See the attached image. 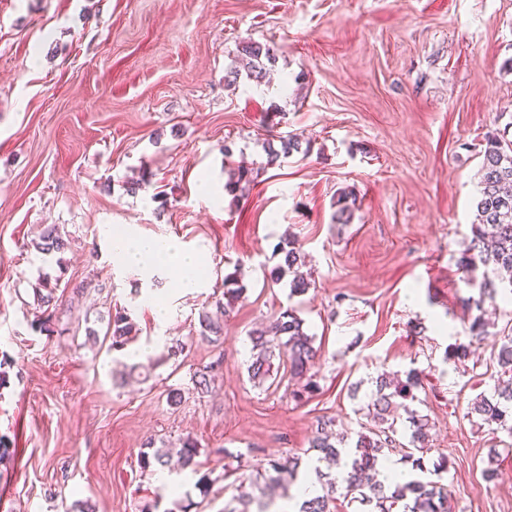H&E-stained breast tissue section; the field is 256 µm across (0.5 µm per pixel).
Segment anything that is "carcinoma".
<instances>
[{"label":"carcinoma","mask_w":512,"mask_h":512,"mask_svg":"<svg viewBox=\"0 0 512 512\" xmlns=\"http://www.w3.org/2000/svg\"><path fill=\"white\" fill-rule=\"evenodd\" d=\"M238 52L245 61L243 68L247 77L261 83L266 76V64L275 62L274 50L266 44L247 40L240 42ZM280 142V148L274 147V141ZM309 153L310 148H301V141L292 134L278 135L266 140L268 163H276L282 156L295 152ZM357 197L350 190H343L336 200V212L333 220L338 224L351 223L356 207ZM476 215L471 224V239L467 249L458 260L465 275V283L472 294L462 299L469 315L466 321V333L469 342H456L448 345L445 358L449 362L461 363L470 354L471 341L481 340L492 335L491 323L486 318L485 304L495 303L500 290L512 288V141L497 136H489L483 151L480 169V190L476 198ZM36 247L44 253L61 252L66 249L58 225L43 226ZM276 252L281 255L280 263L271 269L270 280L279 283L288 280L289 297L305 294L310 282L302 272L305 266V254L298 240L285 238L276 245ZM244 286L237 284L234 274L224 276V313H229L232 303L241 297ZM304 320L297 310L288 307L279 312L271 324L249 334L252 344L251 363L248 374L253 383L262 386L272 379V359L275 352L272 345H277L286 357L291 378L300 385L290 392L293 400L300 401L311 394L317 387L313 369L319 361V352L313 345V337L303 330ZM201 335L210 342L224 341V321L215 318L205 309L199 312ZM135 325L131 316L124 310L112 315L107 334L112 337L111 348L121 351L132 339ZM490 360L498 367L499 376H508L507 384L494 388L489 395L479 394L471 403L466 416L477 415L483 424L494 431H504L512 437V332L499 336L494 344ZM215 368L209 367L196 372L191 377L194 390L205 394L212 390L215 381ZM421 387L419 373L409 371L405 380H394L382 374L376 378L373 393V418L377 428L368 432L360 431L354 447L347 453L336 443L343 442L344 437L335 438L330 427L332 420L319 422L311 439L310 448L317 452L318 462L334 465L343 461L345 476V496L370 512H453L447 488L436 482H423L417 479L402 483H385L378 479L385 451L396 447L395 435L397 425H402L408 433L405 445V457L411 462L412 470L426 471L424 453L428 452L429 420L412 408L418 401L416 390ZM149 451L140 454L139 465L143 470L154 465L164 467L171 455L178 456L182 467L198 472L196 457L199 448L196 440L190 436L179 439L175 448H156L147 442ZM301 458L286 456L269 461V481L277 486H284L297 477ZM320 480L321 493L304 500L299 512H331L330 505L336 500L338 486L334 480H324L320 468H315ZM257 502V509L251 510L252 502ZM268 502L263 498L243 495L228 504L224 512H267Z\"/></svg>","instance_id":"carcinoma-1"}]
</instances>
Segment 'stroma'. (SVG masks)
I'll return each instance as SVG.
<instances>
[{"label": "stroma", "instance_id": "stroma-1", "mask_svg": "<svg viewBox=\"0 0 512 512\" xmlns=\"http://www.w3.org/2000/svg\"><path fill=\"white\" fill-rule=\"evenodd\" d=\"M248 38L274 47L270 79L227 84ZM507 127L512 0H0V356L11 364L0 435L16 448L0 465V512L76 501L141 512L158 494L166 512L185 501L224 512L258 495L269 460L301 456L310 475L318 420L355 434L376 377L412 369L424 374L426 459H447L455 512H512V451L466 414L497 382L494 340L473 342L465 367L444 359L467 340L457 260L482 151ZM272 128L310 152L268 164ZM229 161L252 171L232 195ZM144 171L146 188L127 192ZM344 189L358 208L337 224ZM43 224L59 225L69 248L39 252ZM115 226L201 251L202 288L183 293L163 272L143 287L112 257ZM287 233L311 282L293 299L267 280ZM231 272L245 291L216 346L200 338L198 314L223 300ZM46 282L58 286L51 336L31 327ZM150 294L170 306L167 326ZM290 305L323 352L319 389L299 403L285 358L273 360L276 387L247 374L250 332ZM119 309L144 352L127 379L125 352L102 339ZM178 341L184 350L168 354ZM216 360L212 392L198 394L191 376ZM186 435L216 477L208 494L190 471L167 485L140 470L147 440Z\"/></svg>", "mask_w": 512, "mask_h": 512}]
</instances>
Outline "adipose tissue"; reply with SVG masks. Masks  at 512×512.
Here are the masks:
<instances>
[{"mask_svg":"<svg viewBox=\"0 0 512 512\" xmlns=\"http://www.w3.org/2000/svg\"><path fill=\"white\" fill-rule=\"evenodd\" d=\"M112 246L122 265L137 268L144 275L168 271L189 292L200 285L198 270L203 264L202 255L183 249L175 241L126 233L113 238Z\"/></svg>","mask_w":512,"mask_h":512,"instance_id":"1","label":"adipose tissue"}]
</instances>
